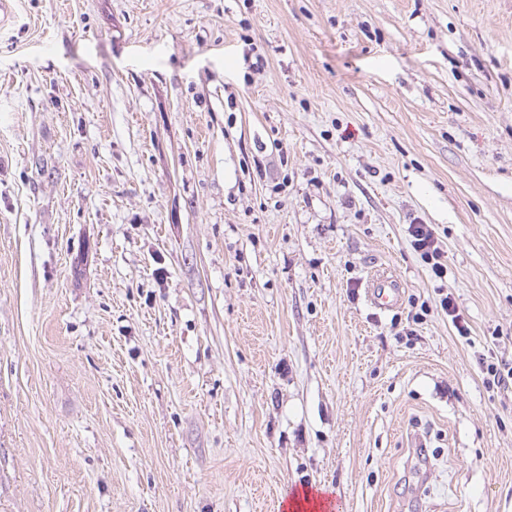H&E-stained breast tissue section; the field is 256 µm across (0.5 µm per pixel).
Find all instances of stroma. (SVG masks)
Here are the masks:
<instances>
[{
  "mask_svg": "<svg viewBox=\"0 0 512 512\" xmlns=\"http://www.w3.org/2000/svg\"><path fill=\"white\" fill-rule=\"evenodd\" d=\"M483 355L512 357V0H15L0 512H276L307 486L512 512ZM411 245L427 264L431 265V270L435 276L441 277L447 272V267L442 262V253L434 238L433 230L426 224H413L409 227ZM368 297L376 308L390 311L400 305L402 292L396 278L379 276L370 282Z\"/></svg>",
  "mask_w": 512,
  "mask_h": 512,
  "instance_id": "35a3bbf8",
  "label": "stroma"
}]
</instances>
